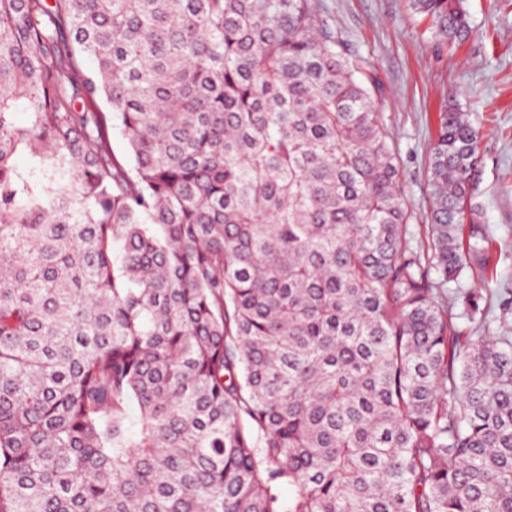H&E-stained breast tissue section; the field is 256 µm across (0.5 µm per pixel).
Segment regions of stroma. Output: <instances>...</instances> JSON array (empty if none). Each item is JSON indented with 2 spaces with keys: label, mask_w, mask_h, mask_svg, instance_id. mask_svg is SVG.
Listing matches in <instances>:
<instances>
[{
  "label": "stroma",
  "mask_w": 512,
  "mask_h": 512,
  "mask_svg": "<svg viewBox=\"0 0 512 512\" xmlns=\"http://www.w3.org/2000/svg\"><path fill=\"white\" fill-rule=\"evenodd\" d=\"M323 20L378 83L375 97L400 166L411 229L429 222V147L439 115L452 104L471 112L483 133L475 178L484 220L495 237L494 275L482 295L499 301L512 289V0H465L472 33L456 50L423 35L410 0H319Z\"/></svg>",
  "instance_id": "obj_1"
}]
</instances>
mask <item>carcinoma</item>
Returning a JSON list of instances; mask_svg holds the SVG:
<instances>
[{
    "label": "carcinoma",
    "instance_id": "1",
    "mask_svg": "<svg viewBox=\"0 0 512 512\" xmlns=\"http://www.w3.org/2000/svg\"><path fill=\"white\" fill-rule=\"evenodd\" d=\"M364 75L318 0H0V512H512L479 130L419 242Z\"/></svg>",
    "mask_w": 512,
    "mask_h": 512
}]
</instances>
